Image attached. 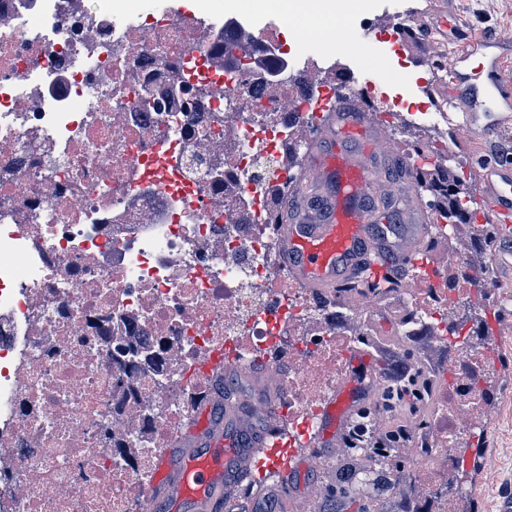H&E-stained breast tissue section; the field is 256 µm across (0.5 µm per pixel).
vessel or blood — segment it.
<instances>
[{
    "label": "vessel or blood",
    "instance_id": "1",
    "mask_svg": "<svg viewBox=\"0 0 512 512\" xmlns=\"http://www.w3.org/2000/svg\"><path fill=\"white\" fill-rule=\"evenodd\" d=\"M502 39L462 42L452 54L447 80L436 87L459 113L457 131L473 141L512 129V71ZM365 112L328 116L318 140L305 155L295 184L296 204L288 223L275 227L282 262L296 284L335 294L365 274L379 276L392 266H415L437 232L414 212L396 237L373 226L374 191L381 170V147L361 151L325 150L324 141L364 130ZM481 220L512 234V159L479 155ZM212 388L183 431L154 463L144 512H244L273 485L285 487L287 512H308L307 500L292 492L294 474L310 461L283 440L288 432L279 415L285 374L266 361L247 367L216 357L207 366ZM246 377L251 396L231 401L228 383ZM351 383L327 398L309 437L314 448L335 447L343 416L353 408Z\"/></svg>",
    "mask_w": 512,
    "mask_h": 512
}]
</instances>
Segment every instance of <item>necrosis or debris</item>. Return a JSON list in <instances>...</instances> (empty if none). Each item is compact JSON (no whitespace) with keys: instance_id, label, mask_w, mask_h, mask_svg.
Wrapping results in <instances>:
<instances>
[{"instance_id":"necrosis-or-debris-1","label":"necrosis or debris","mask_w":512,"mask_h":512,"mask_svg":"<svg viewBox=\"0 0 512 512\" xmlns=\"http://www.w3.org/2000/svg\"><path fill=\"white\" fill-rule=\"evenodd\" d=\"M217 22L167 0H0V507L135 512L154 457L191 419L216 351L287 370L284 416L301 426L341 382L348 290L296 287L278 262L277 199L308 141L309 95L221 70ZM314 50L334 29L296 15L258 27L270 67L283 34ZM136 212H129L130 198ZM431 273L372 295L406 315L404 342L434 339L439 409L408 445L417 512H448V475L475 416L507 397L484 377L495 344L470 321L497 286L489 252L429 253Z\"/></svg>"}]
</instances>
